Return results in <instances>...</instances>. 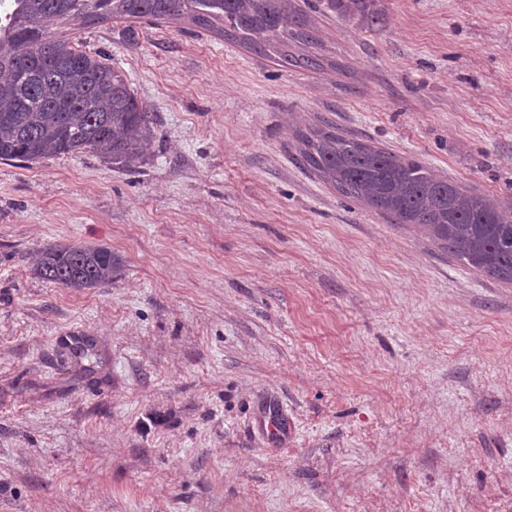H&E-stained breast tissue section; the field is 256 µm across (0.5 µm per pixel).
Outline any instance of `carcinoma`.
I'll return each instance as SVG.
<instances>
[{"label":"carcinoma","mask_w":512,"mask_h":512,"mask_svg":"<svg viewBox=\"0 0 512 512\" xmlns=\"http://www.w3.org/2000/svg\"><path fill=\"white\" fill-rule=\"evenodd\" d=\"M372 0H327L344 21ZM77 18L188 20L249 51L307 70L334 66L293 0H0V160L32 163L90 152L131 168L145 161L153 113L126 75L56 37ZM295 137L301 166L340 195L393 224L415 226L440 248L493 280L512 284V204L464 189L410 156H398L322 120ZM122 260L105 245L47 244L35 274L76 290L112 282Z\"/></svg>","instance_id":"obj_1"}]
</instances>
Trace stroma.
Returning a JSON list of instances; mask_svg holds the SVG:
<instances>
[{
    "instance_id": "obj_1",
    "label": "stroma",
    "mask_w": 512,
    "mask_h": 512,
    "mask_svg": "<svg viewBox=\"0 0 512 512\" xmlns=\"http://www.w3.org/2000/svg\"><path fill=\"white\" fill-rule=\"evenodd\" d=\"M331 65L187 21L57 36L125 72L145 163L0 162V512H512V284L303 169L328 119L512 203V0H296ZM111 247V284L35 276ZM373 0H327L328 8L344 21L369 13ZM121 263L105 245L47 244L38 251L34 273L61 288L92 289L112 282Z\"/></svg>"
}]
</instances>
